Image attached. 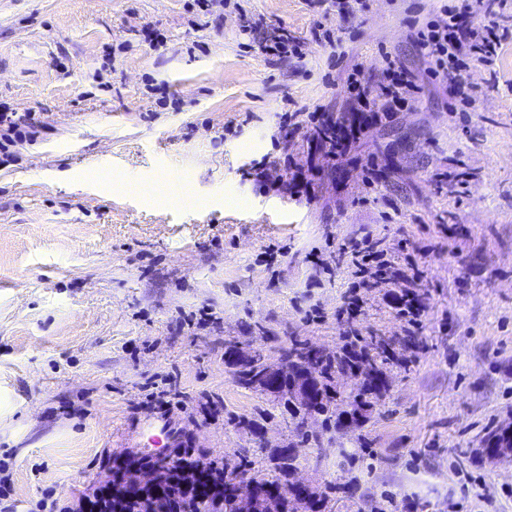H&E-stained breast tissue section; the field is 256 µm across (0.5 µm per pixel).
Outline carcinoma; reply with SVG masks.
Here are the masks:
<instances>
[{
  "label": "carcinoma",
  "instance_id": "carcinoma-1",
  "mask_svg": "<svg viewBox=\"0 0 512 512\" xmlns=\"http://www.w3.org/2000/svg\"><path fill=\"white\" fill-rule=\"evenodd\" d=\"M341 343L336 351L326 357H319L314 368L313 396L303 402H295L288 396V374H283L277 388L262 384L258 374L265 357L263 349L252 353L251 363L239 371V384L249 390L268 395L285 412L293 415H314L321 420V426L333 428L342 435L348 418L360 413L367 417L390 392V373L402 367L403 362L396 356L395 345L413 349L422 343V337L410 334L404 338L364 336L355 334L350 326L339 323ZM288 359V368L294 369L307 360L310 344L293 337L278 346ZM364 361L371 366L374 377L350 395L343 394L336 384L339 375L345 374ZM237 429L261 433L263 419L241 416L231 420ZM261 461L244 456L239 463L228 467L224 462L207 461L201 453L193 451L176 459L175 467L190 470L205 476L207 483L198 490L185 489L180 484L163 482L167 496L178 512H238L237 490L251 489L256 498V512H330L329 493L313 488L304 497L289 489L290 476L298 467L299 454L294 447L263 448ZM150 497L128 492L118 486L108 498L104 507L110 512H148Z\"/></svg>",
  "mask_w": 512,
  "mask_h": 512
}]
</instances>
